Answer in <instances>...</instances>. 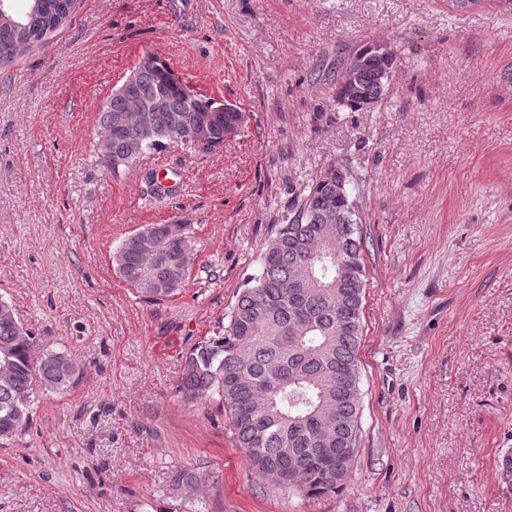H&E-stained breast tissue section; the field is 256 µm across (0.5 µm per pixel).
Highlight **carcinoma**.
<instances>
[{
  "instance_id": "cac0c4a2",
  "label": "carcinoma",
  "mask_w": 512,
  "mask_h": 512,
  "mask_svg": "<svg viewBox=\"0 0 512 512\" xmlns=\"http://www.w3.org/2000/svg\"><path fill=\"white\" fill-rule=\"evenodd\" d=\"M18 10L0 0V69L42 44L66 21L73 0H25ZM396 55L367 45L336 64V104L354 112L381 98ZM128 96L114 94L99 109L112 172L130 168L171 144L169 133L205 125L198 154L224 146V127L242 125L241 111L194 91L155 56L136 66ZM154 135L141 148L132 139ZM288 208L225 322L185 355L182 394L215 400L252 471L306 498L336 492L353 472L360 441L359 345L366 282V234L347 176L331 168ZM186 224H148L126 237L112 261L122 279L152 299L180 292L189 273ZM0 440L30 423L36 390L70 386L76 366L64 353L35 351L34 336L0 301Z\"/></svg>"
}]
</instances>
